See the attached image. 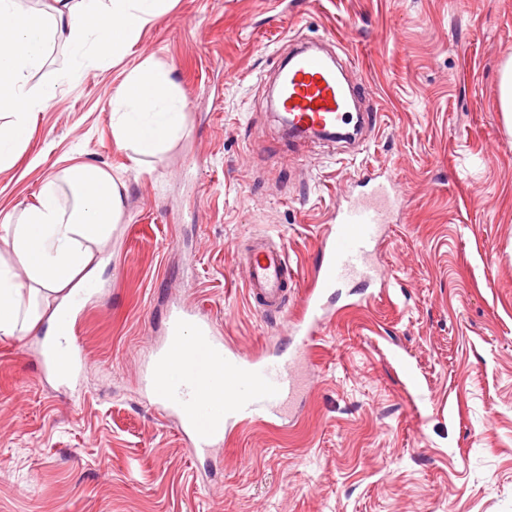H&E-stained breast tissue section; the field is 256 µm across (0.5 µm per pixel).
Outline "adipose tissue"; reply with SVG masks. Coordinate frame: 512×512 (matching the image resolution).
Instances as JSON below:
<instances>
[{"label": "adipose tissue", "mask_w": 512, "mask_h": 512, "mask_svg": "<svg viewBox=\"0 0 512 512\" xmlns=\"http://www.w3.org/2000/svg\"><path fill=\"white\" fill-rule=\"evenodd\" d=\"M170 0H52L50 9H23L0 0V168L11 166L29 135L36 109L52 90L32 86L29 75L56 40L73 54L98 60L125 51L169 7ZM185 102L168 74L149 62L131 71L112 101V136L135 161L164 151L185 120ZM124 183L104 167L79 162L47 179L37 199L0 212V335L12 336L49 320L55 350L68 340L62 316L92 279L101 248L125 215Z\"/></svg>", "instance_id": "ef3b65f1"}]
</instances>
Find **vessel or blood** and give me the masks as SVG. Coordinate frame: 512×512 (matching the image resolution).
I'll list each match as a JSON object with an SVG mask.
<instances>
[{
  "label": "vessel or blood",
  "mask_w": 512,
  "mask_h": 512,
  "mask_svg": "<svg viewBox=\"0 0 512 512\" xmlns=\"http://www.w3.org/2000/svg\"><path fill=\"white\" fill-rule=\"evenodd\" d=\"M340 56L294 50L277 67L279 104L295 127L333 131L349 121V107L362 88L350 85ZM406 193L391 171L363 176L358 191L336 197L331 224L325 225L313 283L299 298L289 322L301 346L320 335L328 296L354 281L382 282L376 263L388 225L396 223ZM245 286L263 313L279 316L288 300V253L268 234L252 238L244 257ZM193 337H185V328ZM297 354L269 357L246 354L225 342L207 313L186 302L167 313L164 339L141 370L148 405L174 420L192 454L221 445L225 432L281 416L303 391L295 366Z\"/></svg>",
  "instance_id": "1"
}]
</instances>
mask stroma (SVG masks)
<instances>
[{"label": "stroma", "mask_w": 512, "mask_h": 512, "mask_svg": "<svg viewBox=\"0 0 512 512\" xmlns=\"http://www.w3.org/2000/svg\"><path fill=\"white\" fill-rule=\"evenodd\" d=\"M306 40L369 92L356 144L298 146L267 105ZM511 57L512 0H174L97 66L48 43L29 80L54 97L0 171V211L93 161L125 183V217L72 326L84 370L49 374L47 325L0 336V512H512ZM145 61L186 103L148 173L112 137V98ZM383 167L407 191L378 257L389 287L336 289L302 400L193 457L139 385L168 305L201 307L237 348L294 349L287 317L248 305L234 253L282 237L307 289L337 194ZM499 108L509 133L512 128V60L506 62L500 70Z\"/></svg>", "instance_id": "1"}]
</instances>
